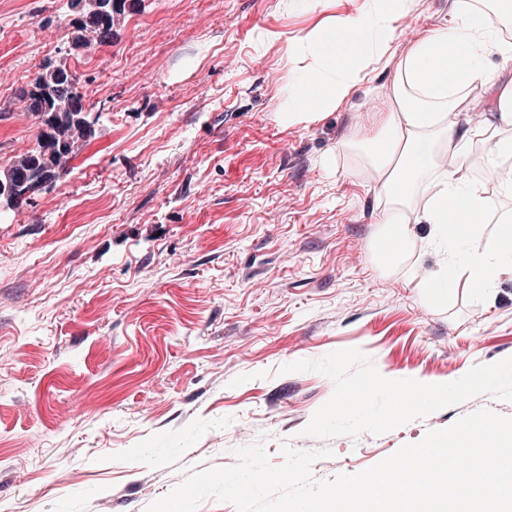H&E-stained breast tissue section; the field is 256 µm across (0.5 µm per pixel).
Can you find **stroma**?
Returning <instances> with one entry per match:
<instances>
[{
	"mask_svg": "<svg viewBox=\"0 0 512 512\" xmlns=\"http://www.w3.org/2000/svg\"><path fill=\"white\" fill-rule=\"evenodd\" d=\"M67 0H0V170L42 130L25 99L67 55L95 134L0 218V512H146L191 473L262 442L331 449L354 474L482 408L479 395L374 435H304L332 395L282 365L357 348L388 379L455 381L512 357V275L429 296L415 248L382 272L379 191L361 153L392 70L284 127L285 41L362 0H128L110 44L71 45ZM417 0L399 42L450 24ZM281 33L278 41L270 33Z\"/></svg>",
	"mask_w": 512,
	"mask_h": 512,
	"instance_id": "obj_1",
	"label": "stroma"
}]
</instances>
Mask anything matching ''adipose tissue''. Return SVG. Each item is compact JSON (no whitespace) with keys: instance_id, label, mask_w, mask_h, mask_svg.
<instances>
[{"instance_id":"1","label":"adipose tissue","mask_w":512,"mask_h":512,"mask_svg":"<svg viewBox=\"0 0 512 512\" xmlns=\"http://www.w3.org/2000/svg\"><path fill=\"white\" fill-rule=\"evenodd\" d=\"M415 0H366L363 9L340 21L321 20L307 34L288 39L286 54L298 74L283 125L318 121L336 110L354 84L369 79L377 66L394 64L395 76L369 145L368 174L383 198L379 238L393 237V249L381 257L385 269L399 267L415 239L414 224L434 227L433 242L461 244L472 238L481 218L497 205L461 172L483 138L489 149L488 171L501 194L512 196V27L508 9L475 8L468 0H451L452 26L424 31L409 44L396 31L413 14ZM501 65L493 69L491 58ZM488 95L482 129L461 125L474 105L475 93ZM448 158L440 167L437 156ZM512 272V222L502 221L484 251L464 261L444 260L423 282L435 297H447L449 284L467 280L484 289Z\"/></svg>"}]
</instances>
